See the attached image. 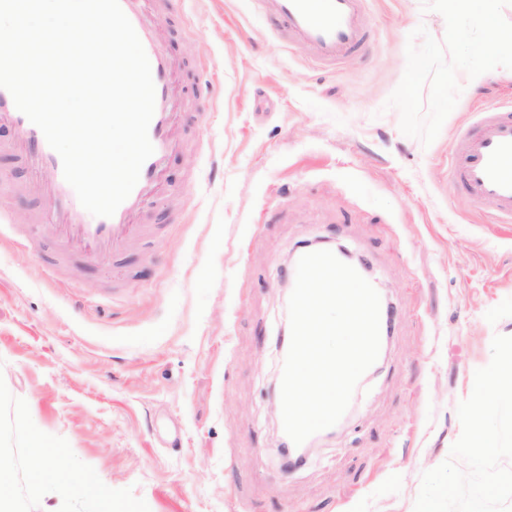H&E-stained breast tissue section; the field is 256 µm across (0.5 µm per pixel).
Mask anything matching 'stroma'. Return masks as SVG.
<instances>
[{
  "label": "stroma",
  "instance_id": "35a3bbf8",
  "mask_svg": "<svg viewBox=\"0 0 512 512\" xmlns=\"http://www.w3.org/2000/svg\"><path fill=\"white\" fill-rule=\"evenodd\" d=\"M423 0H368L370 40L334 70L276 36L247 0H168L178 147L119 261L61 264L6 150L0 178V458L28 503L32 424L112 512H473L512 475V401L486 392L495 447L467 445L477 378L512 344V224L448 184L458 129L512 100V70L466 87L430 144L385 103ZM209 89L196 96L194 75ZM325 238L368 264L394 312L385 359L307 463L276 453V341L288 257Z\"/></svg>",
  "mask_w": 512,
  "mask_h": 512
}]
</instances>
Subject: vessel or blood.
<instances>
[{
  "label": "vessel or blood",
  "mask_w": 512,
  "mask_h": 512,
  "mask_svg": "<svg viewBox=\"0 0 512 512\" xmlns=\"http://www.w3.org/2000/svg\"><path fill=\"white\" fill-rule=\"evenodd\" d=\"M150 62L155 85V111L148 135L153 155L144 163L129 197L109 217H96L80 204L65 181L60 156L41 130L19 111L11 94L0 88V123L10 124L18 137L9 150L29 164L32 190L46 199V207L32 218L63 256L84 261L109 253H124L143 239L146 225L134 217L148 201L167 156L175 149L172 129L176 99L172 75L175 65L164 51L147 14L152 0H119ZM260 17L273 21L279 34L304 46L319 67H332L366 41V0H251ZM454 187L464 190L479 206H491L498 221L512 222V105H492L479 112L474 126L455 140L448 161Z\"/></svg>",
  "instance_id": "1"
}]
</instances>
